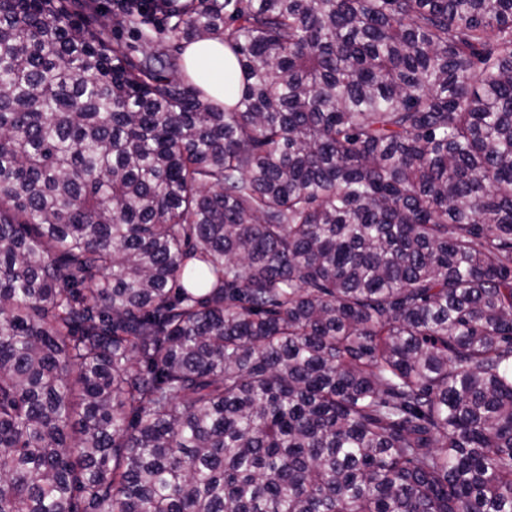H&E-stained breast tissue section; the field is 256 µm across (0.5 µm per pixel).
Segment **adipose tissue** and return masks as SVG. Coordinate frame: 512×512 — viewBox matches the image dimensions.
Here are the masks:
<instances>
[{
  "label": "adipose tissue",
  "mask_w": 512,
  "mask_h": 512,
  "mask_svg": "<svg viewBox=\"0 0 512 512\" xmlns=\"http://www.w3.org/2000/svg\"><path fill=\"white\" fill-rule=\"evenodd\" d=\"M189 70L199 72L200 82L214 98L230 102L241 92L236 76V61L226 58L223 44L215 39H201L189 44L185 51Z\"/></svg>",
  "instance_id": "adipose-tissue-1"
}]
</instances>
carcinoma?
Wrapping results in <instances>:
<instances>
[{
  "mask_svg": "<svg viewBox=\"0 0 512 512\" xmlns=\"http://www.w3.org/2000/svg\"><path fill=\"white\" fill-rule=\"evenodd\" d=\"M0 512H512V0H0ZM185 59L189 70L202 72L200 82L214 98L230 103L241 92V84L235 71L236 60L224 55V44L215 39H201L186 47Z\"/></svg>",
  "mask_w": 512,
  "mask_h": 512,
  "instance_id": "cac0c4a2",
  "label": "carcinoma"
}]
</instances>
